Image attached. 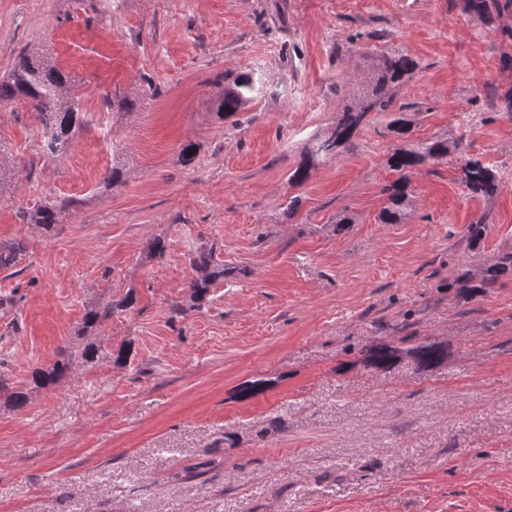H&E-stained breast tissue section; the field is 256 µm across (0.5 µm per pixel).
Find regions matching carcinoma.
Instances as JSON below:
<instances>
[{
    "label": "carcinoma",
    "instance_id": "cac0c4a2",
    "mask_svg": "<svg viewBox=\"0 0 512 512\" xmlns=\"http://www.w3.org/2000/svg\"><path fill=\"white\" fill-rule=\"evenodd\" d=\"M463 9L480 17L485 23L493 24L503 14L512 11V0H463ZM418 64L411 58L399 54H382L375 65V78L370 90L360 94V100L343 107L336 127L330 136L322 138L313 136L311 144L302 154L299 165L289 176L294 185L305 183L311 172L320 162L330 158L342 149L353 145L365 117L371 112H388L393 103L395 90L410 80ZM68 77L60 70L49 66L33 55L19 59L9 74L0 79V102L4 100H25L37 112V118L43 127L41 153L48 160H56L66 155L73 147L76 131L83 124L79 100L64 96ZM260 82L254 73H240L231 83L224 86V94L217 104V114L222 119H229L241 110L254 95L260 93ZM452 152L448 140L432 138L424 142L402 146L395 149L388 159L390 169L396 178L385 185L382 194L386 197L385 205L379 212L382 224L402 223L407 209L411 205L409 186L411 176L418 167L444 160ZM460 181L477 197H490L499 189L496 174L477 158L468 157L460 164ZM63 201L43 205L35 214L34 223L46 231L57 223L58 207H66ZM24 247L21 241L0 245V267L15 266L22 256ZM196 269L197 278L189 285L190 297L201 303L205 300L211 285L224 279V265L215 259L213 249H202L191 258ZM512 271V254L501 256L482 274L475 289L492 287L504 273ZM134 293H128L124 299L105 308H92L83 318V331L103 323L112 315L123 309L133 307ZM98 347L86 343L72 351L64 348L59 352V359L52 367L37 368L32 373L31 387L9 390L5 380L0 379V392L7 393L4 403L15 410L23 408L32 390L42 389L55 383L66 374L74 361L91 362L97 358ZM365 360L378 368H389L404 357L412 359L422 369L432 370L439 367L448 358V348L430 341L424 336L412 337V345L402 348L388 344L372 345L364 350Z\"/></svg>",
    "mask_w": 512,
    "mask_h": 512
}]
</instances>
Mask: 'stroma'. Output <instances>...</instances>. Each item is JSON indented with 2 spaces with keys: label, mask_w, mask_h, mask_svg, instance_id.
<instances>
[{
  "label": "stroma",
  "mask_w": 512,
  "mask_h": 512,
  "mask_svg": "<svg viewBox=\"0 0 512 512\" xmlns=\"http://www.w3.org/2000/svg\"><path fill=\"white\" fill-rule=\"evenodd\" d=\"M34 48L70 75L85 123L51 161L29 104L0 103V244L25 245L19 272L0 268V377L23 388L61 348L99 353L0 408V512H512V272L462 287L512 253V13L489 26L461 0H0V77ZM387 52L419 64L396 95L409 141L461 147L414 174L399 224L378 220L400 142L386 116L288 181ZM249 68L263 92L219 118L226 80ZM463 153L500 177L494 196L464 189ZM115 164L124 179L104 188ZM63 199L52 230L19 218ZM210 246L230 274L199 304L191 258ZM131 291L132 309L82 332ZM414 335L447 361L365 363L366 346ZM257 379L269 388L239 398Z\"/></svg>",
  "instance_id": "obj_1"
}]
</instances>
